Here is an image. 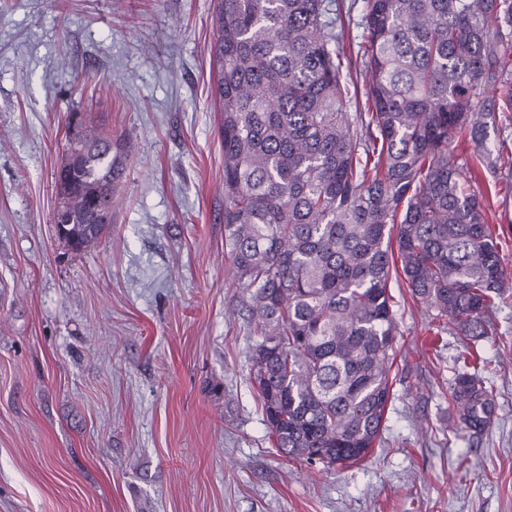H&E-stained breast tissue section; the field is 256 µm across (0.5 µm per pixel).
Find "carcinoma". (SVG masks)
<instances>
[{"label":"carcinoma","mask_w":512,"mask_h":512,"mask_svg":"<svg viewBox=\"0 0 512 512\" xmlns=\"http://www.w3.org/2000/svg\"><path fill=\"white\" fill-rule=\"evenodd\" d=\"M345 0H217L212 89L224 148V247L251 325L250 381L269 439L330 470L369 459L392 398V277L467 341L512 289L455 143L486 166L489 87L512 83V0H363L368 107L338 25ZM129 143L78 118L55 178L62 241L88 248L93 196L117 206ZM451 403L485 432L496 390L459 371Z\"/></svg>","instance_id":"cac0c4a2"}]
</instances>
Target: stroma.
Returning a JSON list of instances; mask_svg holds the SVG:
<instances>
[{"instance_id":"35a3bbf8","label":"stroma","mask_w":512,"mask_h":512,"mask_svg":"<svg viewBox=\"0 0 512 512\" xmlns=\"http://www.w3.org/2000/svg\"><path fill=\"white\" fill-rule=\"evenodd\" d=\"M216 0H0V512H512V294L477 350L489 430L450 400L467 355L406 302L394 398L362 465L273 448L224 248ZM130 137L112 224L55 235L75 113ZM467 186L512 272V111Z\"/></svg>"}]
</instances>
